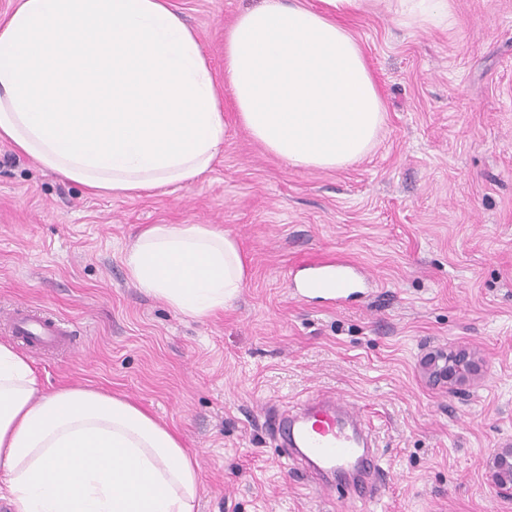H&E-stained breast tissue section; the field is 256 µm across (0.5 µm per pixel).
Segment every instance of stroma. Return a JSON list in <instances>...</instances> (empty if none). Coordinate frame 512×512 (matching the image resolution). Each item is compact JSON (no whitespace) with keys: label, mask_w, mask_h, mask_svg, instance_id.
Listing matches in <instances>:
<instances>
[{"label":"stroma","mask_w":512,"mask_h":512,"mask_svg":"<svg viewBox=\"0 0 512 512\" xmlns=\"http://www.w3.org/2000/svg\"><path fill=\"white\" fill-rule=\"evenodd\" d=\"M216 79L224 31L261 0H171ZM459 24L400 25L392 0L349 19L385 123L362 161L288 166L224 106V151L189 185L94 194L0 142V311L47 310L74 352L0 342L44 390L122 396L177 433L198 464V512H512L486 476L512 442V0H449ZM149 224H212L246 264L239 297L202 319L130 280ZM347 256L370 283L334 302L297 298L303 261ZM466 347L488 365L449 390L420 360ZM349 400L392 478L362 508L316 486L277 426L317 394Z\"/></svg>","instance_id":"stroma-1"}]
</instances>
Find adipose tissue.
Returning a JSON list of instances; mask_svg holds the SVG:
<instances>
[{
  "label": "adipose tissue",
  "instance_id": "obj_1",
  "mask_svg": "<svg viewBox=\"0 0 512 512\" xmlns=\"http://www.w3.org/2000/svg\"><path fill=\"white\" fill-rule=\"evenodd\" d=\"M369 0H262L224 33L216 81L169 0H17L0 19V141L96 193L192 183L224 149V94L268 152L304 169L361 161L383 100L346 20ZM399 21L457 20L448 0H395ZM130 279L204 318L245 277L236 241L211 224H151ZM0 473L14 512H197L196 460L127 399L44 391L25 355L0 343Z\"/></svg>",
  "mask_w": 512,
  "mask_h": 512
}]
</instances>
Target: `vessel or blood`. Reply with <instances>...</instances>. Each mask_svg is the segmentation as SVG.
Returning <instances> with one entry per match:
<instances>
[{"label": "vessel or blood", "mask_w": 512, "mask_h": 512, "mask_svg": "<svg viewBox=\"0 0 512 512\" xmlns=\"http://www.w3.org/2000/svg\"><path fill=\"white\" fill-rule=\"evenodd\" d=\"M361 273L354 262L339 260L334 271L312 276L305 288L339 297L356 286ZM5 317L13 333L25 344L62 350L73 346L70 331L53 317L34 314L24 307L13 308ZM278 430L287 437L293 459L314 463V477L352 470L367 472L371 481L362 485L360 503L370 501L378 484L387 479V471L381 457L371 448V436L360 414L343 397L318 394L307 398L296 414L280 420Z\"/></svg>", "instance_id": "1"}]
</instances>
